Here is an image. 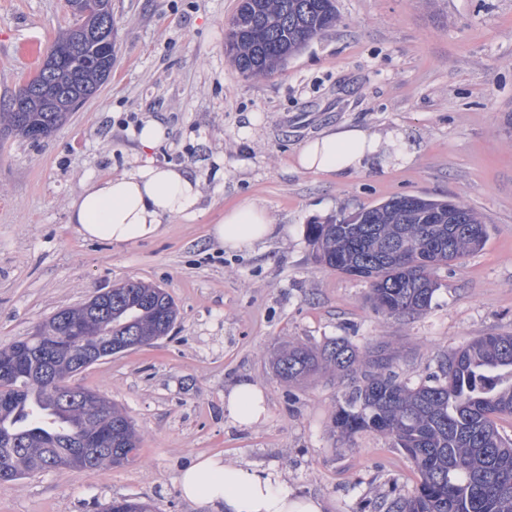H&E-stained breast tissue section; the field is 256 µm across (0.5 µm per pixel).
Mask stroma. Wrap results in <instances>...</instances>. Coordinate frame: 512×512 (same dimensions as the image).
I'll return each mask as SVG.
<instances>
[{"mask_svg":"<svg viewBox=\"0 0 512 512\" xmlns=\"http://www.w3.org/2000/svg\"><path fill=\"white\" fill-rule=\"evenodd\" d=\"M238 0H112V75L49 137L0 136V346L31 336L59 310L136 280L178 308L168 336L98 362L73 384L105 393L140 438L127 465L59 470L0 484V512H103L136 497L155 512H211L185 500L181 472L200 454L268 469L294 497L325 512H361L419 474L390 440L334 436L349 385L329 371L280 381L271 356L289 343L342 337L393 352L416 386L448 350L512 334V0H336L335 27L274 71L246 77L225 51ZM72 17L64 0H0V106L32 74ZM166 129L156 160L202 182L195 217L167 221L133 245L83 238L69 200L90 178L128 168L146 118ZM251 124L243 138L239 130ZM349 123L407 131L402 168L372 163L352 175L299 172L302 143ZM403 195L452 199L488 226L484 246L437 270L419 316L374 310L368 284L315 259L307 227ZM261 204L276 232L230 253L207 235L227 207ZM266 398L259 424L234 423L224 396L238 381Z\"/></svg>","mask_w":512,"mask_h":512,"instance_id":"stroma-1","label":"stroma"}]
</instances>
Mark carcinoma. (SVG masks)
<instances>
[{"instance_id":"obj_1","label":"carcinoma","mask_w":512,"mask_h":512,"mask_svg":"<svg viewBox=\"0 0 512 512\" xmlns=\"http://www.w3.org/2000/svg\"><path fill=\"white\" fill-rule=\"evenodd\" d=\"M49 50L65 48L87 65L45 66L26 81L44 101V127L64 119L60 105L87 98L100 86V69L112 70L113 44L81 16ZM336 0H240L226 49L245 76L265 74L333 27ZM91 29L92 37L80 38ZM398 196L365 210L367 224H311L308 237L324 266L369 282L376 309L389 315L420 314L436 292L433 270L482 246L487 226L468 206L425 198L415 208ZM460 214L462 224H432L428 212ZM106 317L102 336L123 341L150 339L173 329L178 317L171 299L152 285L126 282L101 297ZM52 339L42 329L29 339L0 346V483L60 469L94 471L129 463L139 438L130 417L111 406L112 447L86 448L90 410L101 394L82 388L85 402L59 407L48 395L46 377L32 372L54 359ZM356 378L333 420L334 432L350 437L374 431L402 449L420 474L410 495L386 496L373 512H512V441L496 420L512 416V335L480 336L451 350L431 383L411 387L392 371V356L379 347L368 359L345 338L322 345L296 343L279 351L274 374L298 383L324 369ZM152 504L137 498L113 500L105 512H143Z\"/></svg>"}]
</instances>
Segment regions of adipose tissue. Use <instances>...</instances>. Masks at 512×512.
<instances>
[{
	"label": "adipose tissue",
	"instance_id": "obj_1",
	"mask_svg": "<svg viewBox=\"0 0 512 512\" xmlns=\"http://www.w3.org/2000/svg\"><path fill=\"white\" fill-rule=\"evenodd\" d=\"M415 156L402 129L372 133L342 124L305 141L295 165L304 173L330 176L359 172L373 161L402 167ZM200 197V182L188 171L147 160L120 175L89 181L70 201L69 212L84 238L133 243L157 236L164 218L194 215ZM273 230L265 209L250 200L226 210L209 235L224 249L243 251ZM224 406L234 421L253 425L265 413L264 394L255 384L241 381L225 395ZM179 485L188 501L207 503L216 512H323L319 500L294 498L280 489L273 473L226 463L219 454L198 456L181 473Z\"/></svg>",
	"mask_w": 512,
	"mask_h": 512
}]
</instances>
